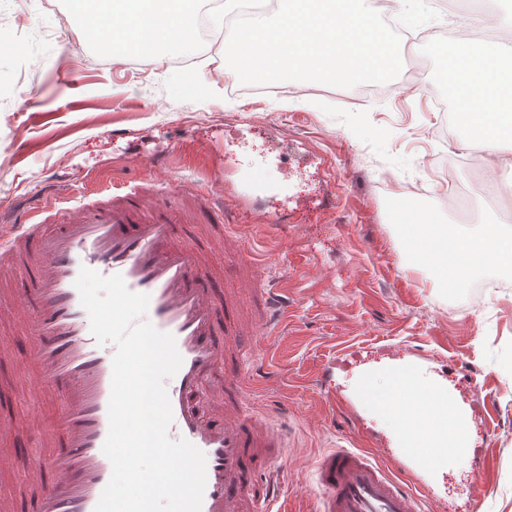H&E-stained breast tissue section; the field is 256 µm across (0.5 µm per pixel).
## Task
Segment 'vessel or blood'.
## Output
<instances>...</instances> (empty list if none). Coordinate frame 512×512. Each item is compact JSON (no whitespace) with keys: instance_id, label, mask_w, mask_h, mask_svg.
I'll use <instances>...</instances> for the list:
<instances>
[{"instance_id":"obj_1","label":"vessel or blood","mask_w":512,"mask_h":512,"mask_svg":"<svg viewBox=\"0 0 512 512\" xmlns=\"http://www.w3.org/2000/svg\"><path fill=\"white\" fill-rule=\"evenodd\" d=\"M164 158L142 156L143 175L132 187L102 186L94 203L56 210L59 229L52 233L32 223L33 207L0 211V220L11 221L9 231L0 230V257L22 262L29 275L21 294L0 297V312L27 314L36 384L62 382L66 398L47 452L0 455L1 463L23 466L39 481L37 512H94L112 475L103 445L114 350L98 344L74 286L84 267L122 275L131 291L148 295L147 320L176 340L183 362L167 386L169 434L206 456L202 512H271L279 498L286 437L244 401L248 353L238 342L239 309L213 277L209 250L192 239L195 231L227 223L228 212L210 192L199 193L189 211L180 204L181 190L153 196L150 173ZM178 227L188 244L177 243ZM236 279L257 299L261 329L278 335L288 320L287 299L254 266ZM35 427L30 416L0 413L1 439ZM314 479L323 492L319 512H423L424 495L359 450L325 452Z\"/></svg>"}]
</instances>
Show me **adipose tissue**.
Listing matches in <instances>:
<instances>
[{"label": "adipose tissue", "mask_w": 512, "mask_h": 512, "mask_svg": "<svg viewBox=\"0 0 512 512\" xmlns=\"http://www.w3.org/2000/svg\"><path fill=\"white\" fill-rule=\"evenodd\" d=\"M450 52L456 107L472 139L495 165L512 170V56L476 50L462 37L451 43ZM401 232L414 267L435 266L438 284L484 267L512 271V226L504 215L494 214L471 231L427 219L402 225ZM356 392L399 446L430 449L425 468L435 481H442L449 459H460L471 440L469 425L453 422L462 407L447 385L418 367L365 370L357 377Z\"/></svg>", "instance_id": "ef3b65f1"}]
</instances>
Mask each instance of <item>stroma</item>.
<instances>
[{"instance_id":"1","label":"stroma","mask_w":512,"mask_h":512,"mask_svg":"<svg viewBox=\"0 0 512 512\" xmlns=\"http://www.w3.org/2000/svg\"><path fill=\"white\" fill-rule=\"evenodd\" d=\"M65 13L60 0H0V207L26 194L70 207L93 183L137 179L140 155L204 140L203 152L172 154L153 182L250 192L238 218L245 248L219 249L213 264L227 276L254 262L288 292L283 333L240 339L263 363L245 371L246 400L273 410L288 437L282 512H315V464L333 448L366 452L424 493L428 512H512V272L487 268L436 287L429 270L413 268L396 221L402 204L449 220L446 158L478 221L494 209L481 183L512 191L505 168L484 167L475 182L466 158L477 146L434 109L448 87L443 47L428 50L421 87L408 82L369 101L301 81L277 97L237 98L225 92L224 67L206 59L185 70L159 56L141 71L97 56ZM116 128L128 137L113 139ZM412 174L425 179L423 194L400 190L398 178ZM271 207L287 212L282 229L255 225ZM402 361L444 377L469 411L471 453L439 489L399 457L354 392L361 369ZM1 386L40 428L58 424L62 391L44 397L2 362ZM482 469L492 480L479 497Z\"/></svg>"}]
</instances>
